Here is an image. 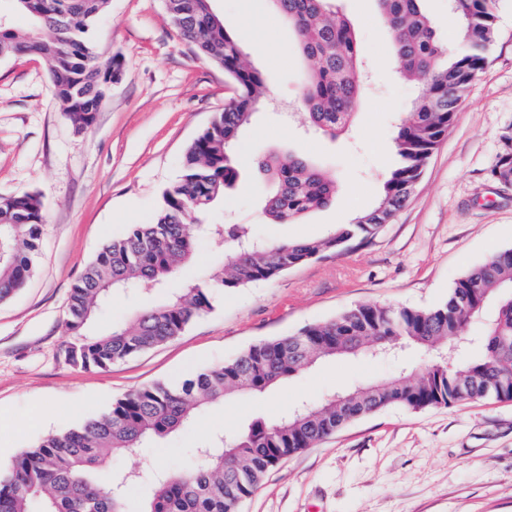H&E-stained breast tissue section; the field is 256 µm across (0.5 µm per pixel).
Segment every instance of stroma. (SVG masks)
<instances>
[{"mask_svg": "<svg viewBox=\"0 0 512 512\" xmlns=\"http://www.w3.org/2000/svg\"><path fill=\"white\" fill-rule=\"evenodd\" d=\"M248 61L267 79L268 105L242 132L247 157L214 217L253 225L269 240L316 238L349 224L376 202L398 163L397 118L413 89L395 74L390 34L371 0H335L356 31L370 81L350 131L304 133L286 113L299 109L308 65L266 0H212ZM487 64L460 104L408 204L382 231L340 253L327 252L270 281L217 294L212 311L175 340L104 371H81L60 356L64 305L72 284L102 245L150 220L183 156L234 92L222 66L205 59L173 25L165 0H111L91 27L98 55L119 58L91 127L77 129L55 103L46 59H0V194L39 193L45 224L26 285L0 302V460L45 434L106 410L114 399L158 380L178 381L224 362L255 342L297 332L360 304L433 308L454 281L512 248V186L491 177L512 128V0H502ZM306 154L333 173L329 207L292 224L268 223L264 183L251 161L270 151ZM428 353L328 359L267 393L242 394L189 426L114 459L170 473L198 460L210 430L274 419L354 384L420 370ZM242 512H512V401L385 409L285 460L244 502Z\"/></svg>", "mask_w": 512, "mask_h": 512, "instance_id": "stroma-1", "label": "stroma"}]
</instances>
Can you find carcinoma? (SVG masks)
Returning <instances> with one entry per match:
<instances>
[{
	"instance_id": "carcinoma-1",
	"label": "carcinoma",
	"mask_w": 512,
	"mask_h": 512,
	"mask_svg": "<svg viewBox=\"0 0 512 512\" xmlns=\"http://www.w3.org/2000/svg\"><path fill=\"white\" fill-rule=\"evenodd\" d=\"M26 13L30 30L20 35L0 19V58L16 54L44 57L50 64L54 95L79 129L90 127L110 78L121 62L99 57L88 32L109 0H8ZM290 25L296 49L312 61L301 98L307 124L332 138L353 123L364 87L354 30L333 0H269ZM422 0H374L388 29L398 74L418 84L409 111L397 125L399 164L385 177L377 204L351 224L329 227L305 241L259 238L248 224L207 221L211 206L238 178L236 145L252 124L264 79L211 0H167L181 35L206 59L224 67L236 94L210 126L189 145L182 174L163 191L152 221L131 224L107 241L76 280L65 306L62 348L73 367L107 369L163 345L197 318L213 310L216 290H231L273 279L325 252L339 251L376 235L409 200L424 167L448 132L469 85L484 69L496 34L499 0H448L458 17L456 46L438 36ZM491 170L512 182V131ZM269 183L263 210L274 224H288L330 206L333 177L302 153L270 154L255 160ZM44 205L29 192L0 196V302L28 279L39 253ZM205 246L217 262L171 287L186 274ZM118 290L162 294L125 325L88 332ZM486 318L477 337L481 353L456 354L453 338L467 336ZM349 336L379 348L411 346L442 356L418 373L403 371L392 380L357 388L338 405L332 397L302 404L276 421L248 419L236 429L207 433L196 454L203 463L180 472L153 475L149 467L116 470L112 460L163 440L186 426L201 409L236 393H264L326 356L344 355ZM512 400V248L495 253L459 277L448 298L430 308L363 304L298 333L254 343L237 356L203 368L180 382L156 383L112 402L96 416L44 435L0 468V512H129L135 487L145 490L138 512H240L243 501L282 461L332 437L351 422L392 406L423 410L464 401Z\"/></svg>"
}]
</instances>
